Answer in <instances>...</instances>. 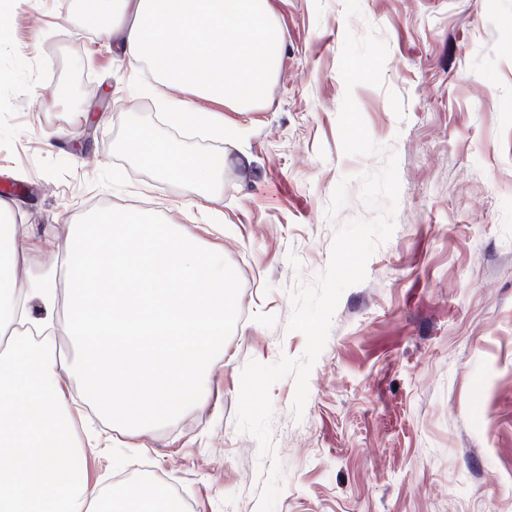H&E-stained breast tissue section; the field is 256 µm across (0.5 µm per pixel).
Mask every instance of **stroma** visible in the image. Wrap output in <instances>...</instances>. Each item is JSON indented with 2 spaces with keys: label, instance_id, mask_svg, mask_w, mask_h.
I'll return each mask as SVG.
<instances>
[{
  "label": "stroma",
  "instance_id": "obj_1",
  "mask_svg": "<svg viewBox=\"0 0 512 512\" xmlns=\"http://www.w3.org/2000/svg\"><path fill=\"white\" fill-rule=\"evenodd\" d=\"M268 3L282 53L263 100L239 112L173 90L222 121L190 130L129 92L152 75L88 35L81 0H11L0 20V182L29 187L11 202L48 234L39 262L90 213L142 212L220 255L236 301L200 405L142 434L83 419L88 477L157 483L191 512H257L241 372L302 358L289 291L326 270L340 228L373 218L358 176L392 153L394 232L342 293L302 416L293 378L270 390L275 512H512V0ZM61 71L103 97L51 99ZM135 127L222 158L209 199L120 151Z\"/></svg>",
  "mask_w": 512,
  "mask_h": 512
}]
</instances>
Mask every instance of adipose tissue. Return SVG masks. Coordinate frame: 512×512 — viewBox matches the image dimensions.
I'll return each mask as SVG.
<instances>
[{"label": "adipose tissue", "mask_w": 512, "mask_h": 512, "mask_svg": "<svg viewBox=\"0 0 512 512\" xmlns=\"http://www.w3.org/2000/svg\"><path fill=\"white\" fill-rule=\"evenodd\" d=\"M84 23L132 63L153 58L163 88L243 109L260 102L281 36L267 0H88ZM130 152L158 174L207 189L222 161L134 130ZM0 200V512H163L165 488L90 485L70 383L104 415L147 428L200 403L235 306L218 260L181 226L111 213L71 225L61 265L33 262ZM28 277L15 286L18 265ZM77 340L62 355L59 336Z\"/></svg>", "instance_id": "adipose-tissue-1"}]
</instances>
